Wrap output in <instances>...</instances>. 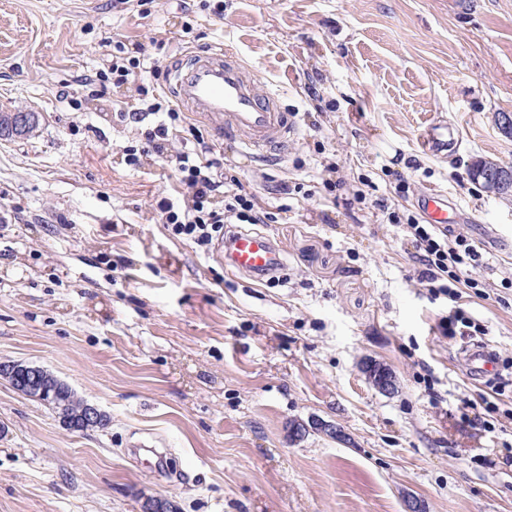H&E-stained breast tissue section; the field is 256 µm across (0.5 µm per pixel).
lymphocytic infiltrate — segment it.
Masks as SVG:
<instances>
[{
	"mask_svg": "<svg viewBox=\"0 0 512 512\" xmlns=\"http://www.w3.org/2000/svg\"><path fill=\"white\" fill-rule=\"evenodd\" d=\"M156 76V66L150 65L145 55H130L124 45H115L107 68L82 81L89 96H100L108 87L120 88L128 84L131 76ZM139 101L125 113L126 120L141 127L142 147L130 146L123 152L125 164L140 168L146 157L166 159L172 165L180 187L181 202L164 197L157 201L156 210L161 223L170 227L174 236L191 240L199 247L209 246L217 234L228 224H270L275 220L272 212L261 207L254 194L227 190L228 177L218 159L212 158V148L199 128L189 127L194 144L176 153H169L170 128L184 124L175 108L160 98L151 96L147 86L137 88ZM380 211L389 220L405 221L406 233L411 241V257L417 266L418 284L431 292L456 299L459 287L481 288L474 275L480 255L463 235L436 233L431 225L420 223L416 217L401 219L390 211L387 203H380Z\"/></svg>",
	"mask_w": 512,
	"mask_h": 512,
	"instance_id": "lymphocytic-infiltrate-1",
	"label": "lymphocytic infiltrate"
}]
</instances>
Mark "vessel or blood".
<instances>
[{"label":"vessel or blood","mask_w":512,"mask_h":512,"mask_svg":"<svg viewBox=\"0 0 512 512\" xmlns=\"http://www.w3.org/2000/svg\"><path fill=\"white\" fill-rule=\"evenodd\" d=\"M169 90L187 111L206 120L219 136L242 139L252 157L280 162L296 135V126L282 99L268 83L251 76L237 53L229 47L189 55L185 67L169 74ZM459 136L454 127L434 123L420 135L429 154L441 156L454 147ZM418 205L427 221L443 228L459 208L447 197L429 193ZM224 263L230 270L261 278L281 270L284 259L268 236L237 231L230 235ZM465 360L473 378L496 373L498 358L481 345L467 349Z\"/></svg>","instance_id":"obj_1"}]
</instances>
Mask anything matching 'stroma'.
I'll return each instance as SVG.
<instances>
[{"instance_id":"1","label":"stroma","mask_w":512,"mask_h":512,"mask_svg":"<svg viewBox=\"0 0 512 512\" xmlns=\"http://www.w3.org/2000/svg\"><path fill=\"white\" fill-rule=\"evenodd\" d=\"M144 46L165 76L185 48H233L278 90L297 139L254 161L188 116L276 222L275 278L227 271L218 244L173 236L152 208L174 173L121 161L135 84L72 109L113 42ZM33 111L30 137L0 140V362L44 367L110 419L67 431L0 378V512H512V391L468 373L443 331L451 307L512 359V196L473 183L485 158L512 166V0H0V112ZM456 126L454 151L419 146ZM341 186L325 191L327 165ZM311 190L280 212L281 181ZM438 191L463 210L453 233L482 254L486 295L458 302L415 280L401 218ZM397 390L376 389L365 362ZM487 399L473 412L464 400ZM340 426L346 441L291 421ZM458 142L459 136L456 130L448 124H431L420 134L421 147L434 156L447 154Z\"/></svg>"}]
</instances>
